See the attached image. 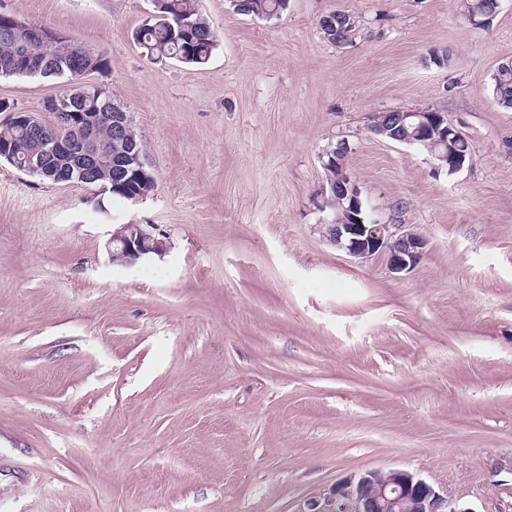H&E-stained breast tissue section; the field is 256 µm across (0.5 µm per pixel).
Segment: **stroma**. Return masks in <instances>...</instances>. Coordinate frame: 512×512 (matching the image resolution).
<instances>
[{
    "label": "stroma",
    "instance_id": "1",
    "mask_svg": "<svg viewBox=\"0 0 512 512\" xmlns=\"http://www.w3.org/2000/svg\"><path fill=\"white\" fill-rule=\"evenodd\" d=\"M198 5L219 46L196 67L134 42L151 0H0L106 59L87 80L155 179L101 208L0 163V512H306L390 469L512 512V0L481 27L456 0ZM339 9L345 46L319 27ZM61 85L2 77L0 98L39 112ZM413 108L468 138L460 171L372 131ZM341 141L368 209L424 239L411 270L323 236ZM131 223L166 254L112 264ZM286 6L287 0H241L234 3L236 11L240 14L263 18L278 16ZM339 17L341 21L337 23L336 32L333 35H328L325 30H323L324 36L332 43L336 44H345L351 41L352 37L355 35L356 31V23L352 14H349L345 11L339 10ZM492 94L504 109H512V68L498 67L492 77Z\"/></svg>",
    "mask_w": 512,
    "mask_h": 512
}]
</instances>
